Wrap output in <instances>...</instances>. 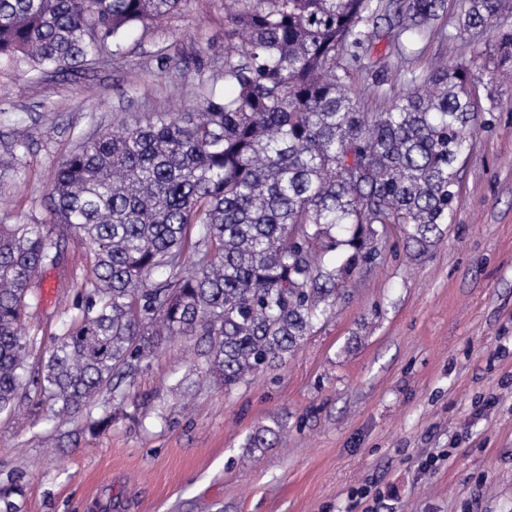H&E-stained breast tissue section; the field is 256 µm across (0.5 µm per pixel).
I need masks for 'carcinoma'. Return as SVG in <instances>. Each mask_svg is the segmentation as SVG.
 Wrapping results in <instances>:
<instances>
[{
	"instance_id": "cac0c4a2",
	"label": "carcinoma",
	"mask_w": 512,
	"mask_h": 512,
	"mask_svg": "<svg viewBox=\"0 0 512 512\" xmlns=\"http://www.w3.org/2000/svg\"><path fill=\"white\" fill-rule=\"evenodd\" d=\"M499 0H468L460 33L492 31ZM185 0H0V64L37 78L123 55L136 25ZM448 0H234L224 88L194 112H157L82 140L57 164L50 199L80 235L91 276L69 324L41 359L40 403L110 418L93 404L155 355L165 338L204 342L224 389L282 365L329 317L376 242L398 226L418 252L438 243L457 196L467 134L483 122L464 67L438 65L365 111L353 71L405 60L407 41ZM388 38L391 53L376 50ZM512 68V33L495 41ZM44 224H0V413L26 388L34 340L30 288L57 264ZM161 270L164 279L151 280ZM279 422L246 438L281 440Z\"/></svg>"
}]
</instances>
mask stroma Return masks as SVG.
I'll list each match as a JSON object with an SVG mask.
<instances>
[{
	"mask_svg": "<svg viewBox=\"0 0 512 512\" xmlns=\"http://www.w3.org/2000/svg\"><path fill=\"white\" fill-rule=\"evenodd\" d=\"M465 7L449 0L414 36L408 70L385 77L396 88L443 61L478 78L486 122L461 158L442 239L415 257L390 230L335 315L232 392L176 338L98 396L104 433L17 398L0 414V512H512V80L492 34L459 36ZM225 24L224 0H187L93 69L36 80L0 66V154L16 157L0 168V224L63 237L32 289L33 356L91 269L50 206L55 165L120 118L193 111L199 82L223 91ZM275 419L286 439L248 451L246 436Z\"/></svg>",
	"mask_w": 512,
	"mask_h": 512,
	"instance_id": "35a3bbf8",
	"label": "stroma"
}]
</instances>
